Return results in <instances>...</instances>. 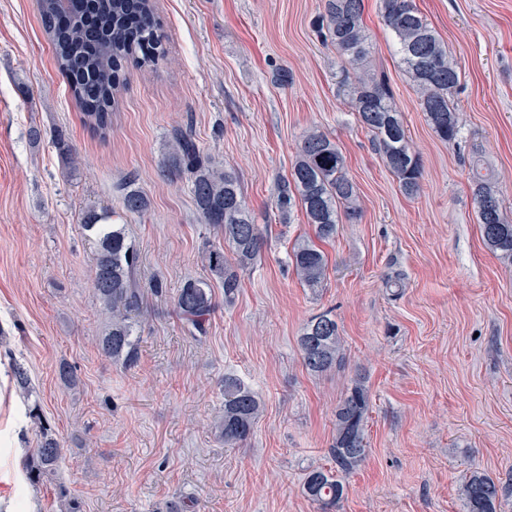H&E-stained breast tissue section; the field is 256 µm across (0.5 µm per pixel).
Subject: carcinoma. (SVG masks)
Listing matches in <instances>:
<instances>
[{"instance_id": "obj_1", "label": "carcinoma", "mask_w": 512, "mask_h": 512, "mask_svg": "<svg viewBox=\"0 0 512 512\" xmlns=\"http://www.w3.org/2000/svg\"><path fill=\"white\" fill-rule=\"evenodd\" d=\"M380 12L395 42V55L418 96L421 112L437 134L448 143L458 140L459 112L451 96L461 79L448 46L421 15L414 0H380ZM44 29L51 42L57 69L67 80L82 121L105 137L112 128V109L124 89L125 68L133 63L151 68L165 57L156 20L154 0H38ZM317 34L336 49L337 87L360 125L373 135L374 145L399 187L408 196L420 190L422 162L406 133L403 115L383 73L376 70L372 41L364 23V0H324L315 20ZM68 168L77 164L72 144L55 141ZM171 178L186 179L196 210L204 223L224 237L233 259L221 250L208 252L211 271L223 281L224 302L240 288L241 275L260 256L265 238L246 203L237 176L203 155L190 129L174 130L162 161ZM471 190L485 247L512 264V219L503 211L500 189L480 160L470 163ZM125 212L141 214L149 201L130 178L121 188ZM304 212L314 238L296 241L288 255L301 283L322 286L327 258L319 243L336 238L341 217L355 219L361 206L354 183L345 171V159L336 142L311 131L300 142L290 174L277 184L275 207L282 218L295 207ZM110 215L90 208L82 225L96 240L92 287L103 305L108 326L99 343L101 354L131 370L139 362L132 314L142 308L140 254L124 230L110 224ZM218 308L210 285L190 278L175 300L179 319L191 332H205L204 325ZM298 345L305 368L323 374L341 365L342 339L335 316L324 311L303 327ZM371 395L362 378L351 380L335 411V428L328 456L332 466L310 467L303 493L320 512H334L345 499L344 476L353 473L367 455L366 426ZM262 404L257 394L239 379L224 377V414L215 429L228 446L252 435ZM64 449L46 432L27 458L31 478L56 472ZM464 512H501L503 500L512 495V482L495 480L473 469L459 490Z\"/></svg>"}]
</instances>
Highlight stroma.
Instances as JSON below:
<instances>
[{
    "mask_svg": "<svg viewBox=\"0 0 512 512\" xmlns=\"http://www.w3.org/2000/svg\"><path fill=\"white\" fill-rule=\"evenodd\" d=\"M414 2L461 68L453 99L464 122L457 143L436 135L379 0H364L376 69L423 161L409 197L337 91L336 52L312 28L322 0H156L166 57L131 70L104 138L80 120L36 0H0V512H61L67 500L77 512H166L174 500L184 512H317L304 474L328 463L334 411L358 373L373 405L368 453L340 512H463L471 468L512 477V266L484 246L468 180L469 159L481 157L512 213V0ZM186 127L236 174L266 236L230 304L205 260L224 240L201 222L188 183L162 168L172 131ZM312 129L336 142L362 203L323 244L315 290L287 265L312 229L299 210L280 223L273 206ZM59 134L78 151L77 171L55 148ZM131 176L150 202L140 215L120 207ZM92 207L141 253L132 370L98 350L96 244L81 226ZM396 274L400 286H388ZM190 278L220 300L202 336L174 311ZM325 310L344 360L315 375L298 337ZM17 362L31 392L17 385ZM63 362L77 386L60 381ZM228 375L264 404L234 448L212 430ZM45 431L64 456L55 479L37 482L24 459Z\"/></svg>",
    "mask_w": 512,
    "mask_h": 512,
    "instance_id": "35a3bbf8",
    "label": "stroma"
}]
</instances>
